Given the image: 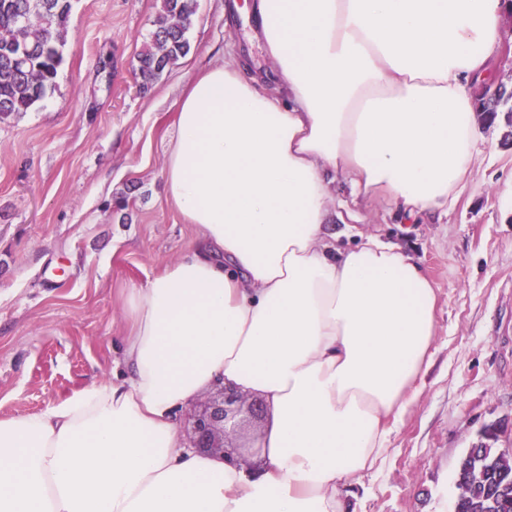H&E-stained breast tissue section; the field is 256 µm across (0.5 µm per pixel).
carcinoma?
I'll list each match as a JSON object with an SVG mask.
<instances>
[{"label":"carcinoma","instance_id":"cac0c4a2","mask_svg":"<svg viewBox=\"0 0 512 512\" xmlns=\"http://www.w3.org/2000/svg\"><path fill=\"white\" fill-rule=\"evenodd\" d=\"M70 11L71 0H0V122L28 111L55 86ZM196 12L197 0H160L150 41L138 56L143 79L159 77L171 61L190 52ZM21 49L27 53L22 66L14 61ZM495 98L482 108L485 122L512 101V90L501 84ZM465 466L478 490L465 499L455 497V512H512V456L482 445L471 450Z\"/></svg>","mask_w":512,"mask_h":512}]
</instances>
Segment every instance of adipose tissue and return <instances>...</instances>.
Segmentation results:
<instances>
[{
	"mask_svg": "<svg viewBox=\"0 0 512 512\" xmlns=\"http://www.w3.org/2000/svg\"><path fill=\"white\" fill-rule=\"evenodd\" d=\"M248 39L184 92L165 192L197 237L127 290L112 377L0 417V512H353L431 364L437 289L401 247L329 240V186L447 209L512 0H248ZM260 397L258 456L184 446L178 408Z\"/></svg>",
	"mask_w": 512,
	"mask_h": 512,
	"instance_id": "ef3b65f1",
	"label": "adipose tissue"
}]
</instances>
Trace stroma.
<instances>
[{"instance_id": "obj_1", "label": "stroma", "mask_w": 512, "mask_h": 512, "mask_svg": "<svg viewBox=\"0 0 512 512\" xmlns=\"http://www.w3.org/2000/svg\"><path fill=\"white\" fill-rule=\"evenodd\" d=\"M224 3L198 0L189 54L142 90L134 68L157 0H72L54 91L0 122V417L111 377L128 328L123 289L192 247L164 188L176 101L210 61L259 57ZM483 135L457 201L415 223L353 203L345 181L331 188L333 210L358 214L333 219L337 245L379 236L438 289L432 362L354 487L357 512H449L457 460L483 429L497 426L496 447L512 448V115Z\"/></svg>"}]
</instances>
